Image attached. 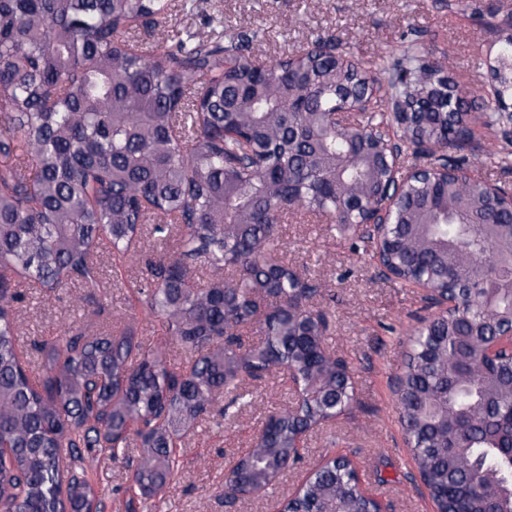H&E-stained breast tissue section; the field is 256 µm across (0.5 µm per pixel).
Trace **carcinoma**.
Returning <instances> with one entry per match:
<instances>
[{"label": "carcinoma", "mask_w": 512, "mask_h": 512, "mask_svg": "<svg viewBox=\"0 0 512 512\" xmlns=\"http://www.w3.org/2000/svg\"><path fill=\"white\" fill-rule=\"evenodd\" d=\"M173 0H0V499L13 512H90L100 505L82 449L139 442L132 472L141 499L174 481L184 441L243 378L283 367L300 378L295 402L271 414L224 477L245 494L298 457L297 437L350 411V378L326 355L327 316L305 315L318 291L281 257L283 212L327 217L334 230L364 221L391 177L364 145L375 109L333 128L342 98L366 93L364 65L305 49L267 63L250 29L145 46L128 22L154 31ZM391 95L428 83L435 107L402 128L416 145L466 135L467 91L413 45L383 59ZM479 180L401 179L380 253L405 284L461 286L462 307L407 337L397 410L435 512H512L497 445L512 428V359L483 346L512 322V224L484 201ZM176 251L133 258L139 289L166 335L143 350L130 330L78 333L38 347L33 379L18 353L3 272L52 292L63 279L95 288L101 248L124 256L145 233ZM258 328L263 341L245 345ZM345 463L328 461L286 500V512H371Z\"/></svg>", "instance_id": "cac0c4a2"}]
</instances>
